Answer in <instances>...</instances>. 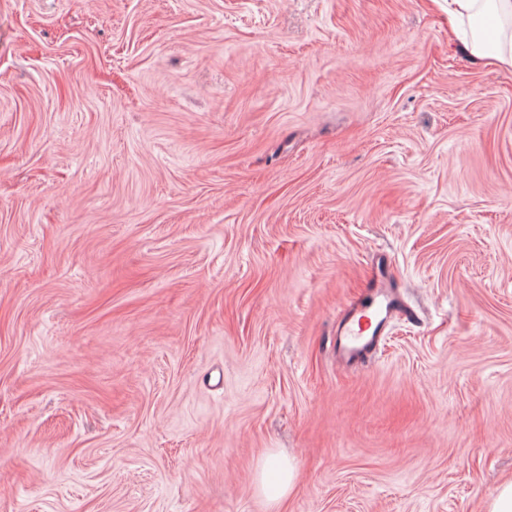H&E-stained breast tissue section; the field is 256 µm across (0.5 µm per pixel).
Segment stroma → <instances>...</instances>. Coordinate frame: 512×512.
<instances>
[{
  "label": "stroma",
  "instance_id": "stroma-1",
  "mask_svg": "<svg viewBox=\"0 0 512 512\" xmlns=\"http://www.w3.org/2000/svg\"><path fill=\"white\" fill-rule=\"evenodd\" d=\"M377 269L419 319L341 364ZM510 480L512 69L441 0H0V512ZM294 479V466L290 459L271 458L259 471L256 490L267 503L276 507L290 493Z\"/></svg>",
  "mask_w": 512,
  "mask_h": 512
}]
</instances>
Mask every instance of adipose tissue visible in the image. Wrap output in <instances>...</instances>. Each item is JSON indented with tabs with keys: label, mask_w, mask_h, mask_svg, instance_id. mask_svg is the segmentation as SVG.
Instances as JSON below:
<instances>
[{
	"label": "adipose tissue",
	"mask_w": 512,
	"mask_h": 512,
	"mask_svg": "<svg viewBox=\"0 0 512 512\" xmlns=\"http://www.w3.org/2000/svg\"><path fill=\"white\" fill-rule=\"evenodd\" d=\"M448 29L456 50L471 63L512 68V38L504 33L512 25V0H447ZM294 479L290 460L271 458L259 471L256 490L270 505L289 494Z\"/></svg>",
	"instance_id": "ef3b65f1"
}]
</instances>
